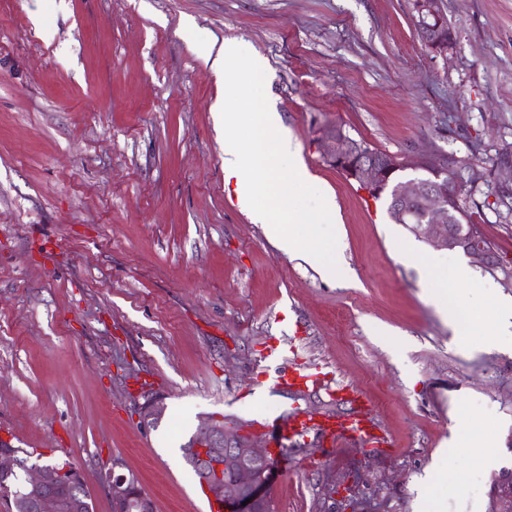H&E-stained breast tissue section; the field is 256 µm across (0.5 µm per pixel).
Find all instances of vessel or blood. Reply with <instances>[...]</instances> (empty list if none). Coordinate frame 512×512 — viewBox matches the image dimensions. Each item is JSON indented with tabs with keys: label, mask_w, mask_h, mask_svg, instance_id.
I'll return each instance as SVG.
<instances>
[{
	"label": "vessel or blood",
	"mask_w": 512,
	"mask_h": 512,
	"mask_svg": "<svg viewBox=\"0 0 512 512\" xmlns=\"http://www.w3.org/2000/svg\"><path fill=\"white\" fill-rule=\"evenodd\" d=\"M259 361L264 367L272 369L271 383L275 389L302 388L313 380L307 367L285 366V358L277 340H269ZM253 428L259 435L269 439L271 462L281 470L288 467L289 452L294 443L312 432L333 448L348 444L382 450L390 444L379 420L362 407L336 418L318 417L301 411L262 416L254 419Z\"/></svg>",
	"instance_id": "b4317fda"
}]
</instances>
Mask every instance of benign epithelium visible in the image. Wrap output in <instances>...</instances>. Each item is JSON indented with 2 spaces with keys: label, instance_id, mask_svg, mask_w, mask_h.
<instances>
[{
  "label": "benign epithelium",
  "instance_id": "1",
  "mask_svg": "<svg viewBox=\"0 0 512 512\" xmlns=\"http://www.w3.org/2000/svg\"><path fill=\"white\" fill-rule=\"evenodd\" d=\"M417 27L425 47L447 56L453 41L441 30L440 0H416ZM322 149L328 160L346 177L367 191L380 196L391 191L390 214L397 220L419 219L413 232L435 246L463 252L472 263L495 270L501 266L495 253L474 224H453L450 201L457 187L453 167H434V178L403 179L404 164L391 156L376 161L363 152V146L351 142L343 133L326 136ZM186 462L194 468L200 486L223 512H263L271 476L267 449L259 448L234 427L215 419L204 420L191 443L184 450ZM25 474L16 487L7 479ZM112 502L121 512H153L152 500L140 489L132 475L122 472V464L102 476ZM84 484L83 475L69 468L33 463L16 452L0 449V488L8 492L13 512H92L86 491L72 493ZM493 512H512V471L496 480ZM247 505H242V502Z\"/></svg>",
  "mask_w": 512,
  "mask_h": 512
}]
</instances>
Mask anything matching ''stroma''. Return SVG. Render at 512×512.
<instances>
[{
    "label": "stroma",
    "mask_w": 512,
    "mask_h": 512,
    "mask_svg": "<svg viewBox=\"0 0 512 512\" xmlns=\"http://www.w3.org/2000/svg\"><path fill=\"white\" fill-rule=\"evenodd\" d=\"M414 3L0 0L1 440L69 461L94 512H112L99 476L116 459L155 512H205L181 451L204 417L337 411L344 383L394 451L307 440L272 474L271 512H489L512 469V338L487 346L488 306L512 289L394 222L319 143L341 126L410 178L452 161L469 214L512 261V0H441L444 57ZM214 38L263 59L269 106L313 187L335 195L347 281L276 248L225 184L211 106L226 85L199 55ZM461 267L476 282L462 336L431 294ZM269 338L318 366L316 384L269 391ZM149 376L164 408L151 426L133 389ZM473 431L495 440L491 458H471ZM450 465L460 482L420 494Z\"/></svg>",
    "instance_id": "35a3bbf8"
}]
</instances>
